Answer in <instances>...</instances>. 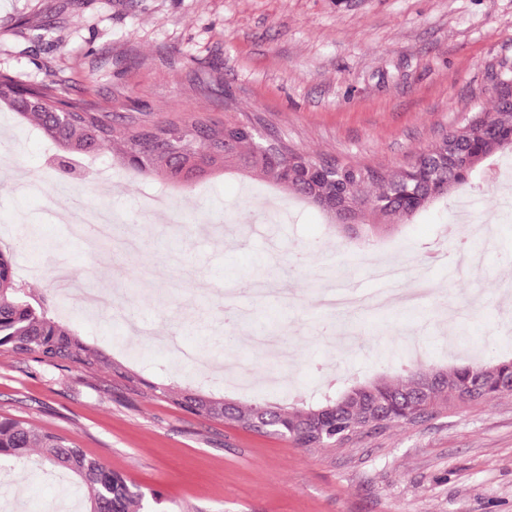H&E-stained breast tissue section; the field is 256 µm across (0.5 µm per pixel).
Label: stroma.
<instances>
[{
    "mask_svg": "<svg viewBox=\"0 0 512 512\" xmlns=\"http://www.w3.org/2000/svg\"><path fill=\"white\" fill-rule=\"evenodd\" d=\"M0 75L50 85L112 115L120 130L188 116L262 117L300 152L392 167L476 112L512 81V0H0ZM0 249L13 253L19 284L44 293L68 269L86 288L120 291L149 334L112 308L66 320L105 355L127 365L128 383L101 366L40 364L0 348V416L75 441L144 493L161 512H512V396L440 410L418 423L363 434L337 448H299L187 413L163 392L201 377L159 345L173 336L214 360L240 356L274 370L254 345L267 336L295 357L287 387L225 390L241 402L320 398L356 381L396 377L415 339L427 369L468 355L512 351V190L475 172L448 198L406 224L340 247L318 208L281 195L270 236L263 182L211 176L178 186L131 177L102 149L70 180L60 152L27 124L0 131ZM79 194L122 217L140 251L77 237L27 183ZM179 204L176 220L143 227L147 197ZM491 222L481 269L431 267L423 252L447 248L442 228L461 197ZM250 218L251 232L239 222ZM310 254L295 267L297 251ZM384 254L411 280L437 290L428 303L347 312L350 347L320 335L323 290L347 281L376 288ZM82 500L76 482L31 464L0 472V512H61Z\"/></svg>",
    "mask_w": 512,
    "mask_h": 512,
    "instance_id": "obj_1",
    "label": "stroma"
}]
</instances>
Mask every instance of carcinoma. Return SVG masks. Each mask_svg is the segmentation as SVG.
I'll use <instances>...</instances> for the list:
<instances>
[{
  "label": "carcinoma",
  "mask_w": 512,
  "mask_h": 512,
  "mask_svg": "<svg viewBox=\"0 0 512 512\" xmlns=\"http://www.w3.org/2000/svg\"><path fill=\"white\" fill-rule=\"evenodd\" d=\"M38 127L57 148L65 150L70 171L110 147L127 170L181 181L188 174L247 171L269 185L304 200L344 196L355 205L352 220L371 229L410 221L419 211L450 194L499 153L512 152V84L506 85L485 120L465 119L431 146L394 168L338 162L336 174L313 182L304 178L318 158L306 153L286 156L288 146L257 151L253 138L237 135L224 142V128L243 121L160 122L149 128L118 133L112 114L90 112L57 97L48 86L27 87L0 75V105ZM66 298L21 287L13 255L0 250V347L32 355L50 365H76L87 371L102 362V353L67 326L55 308ZM512 375L511 358H492L471 365L412 369L395 381L356 383L321 402L288 406L256 403L240 408L211 393L168 388L163 394L182 410L230 421L260 433L285 436L301 448L341 445L348 433L380 416V427L414 422L457 402H480L498 392L496 379ZM67 473L84 491L83 512H145V494L121 473L88 457L74 442L50 429L35 428L13 418L0 419V468L23 467L33 454Z\"/></svg>",
  "instance_id": "1"
}]
</instances>
